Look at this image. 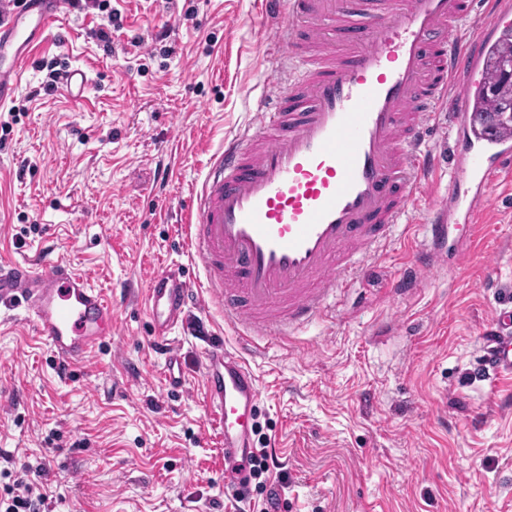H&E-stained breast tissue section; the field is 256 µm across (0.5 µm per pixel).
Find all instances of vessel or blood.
Listing matches in <instances>:
<instances>
[{"mask_svg": "<svg viewBox=\"0 0 512 512\" xmlns=\"http://www.w3.org/2000/svg\"><path fill=\"white\" fill-rule=\"evenodd\" d=\"M73 0H22L0 15V108L11 103L37 42ZM284 13L272 38L291 68L243 133L209 162L187 207L186 245L224 308L235 347L203 359L208 412L224 440V481L245 466L261 388L248 359L274 340L335 313L370 258L415 207L442 166L448 203L427 220L421 270L448 256L451 225L492 205V179L512 169V128L481 114L480 75L512 37V0H262ZM453 102L447 162L425 147L442 104ZM193 286L180 264L154 273L145 303L167 346ZM0 306L24 308L62 367L83 364L112 330V303L70 263L0 262ZM486 372L512 371V332L481 338Z\"/></svg>", "mask_w": 512, "mask_h": 512, "instance_id": "b4317fda", "label": "vessel or blood"}]
</instances>
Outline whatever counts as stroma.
I'll return each mask as SVG.
<instances>
[{
  "label": "stroma",
  "mask_w": 512,
  "mask_h": 512,
  "mask_svg": "<svg viewBox=\"0 0 512 512\" xmlns=\"http://www.w3.org/2000/svg\"><path fill=\"white\" fill-rule=\"evenodd\" d=\"M75 10L33 52L0 127V259L43 253L113 297L112 336L61 371L22 309L0 307V449L53 495V512H228L224 449L204 402L203 355L233 344L224 310L190 305L169 388L145 310L171 262L204 279L184 205L208 161L276 93L282 70L258 0H110ZM109 24L110 45L93 33ZM139 35L141 44L130 41ZM83 68L85 100L42 92L44 61ZM431 177L407 226L372 258L358 297L252 361L258 437L280 443L279 512H512V374L487 377L483 332L512 311V175L491 187L468 264L394 288L448 196Z\"/></svg>",
  "instance_id": "35a3bbf8"
}]
</instances>
